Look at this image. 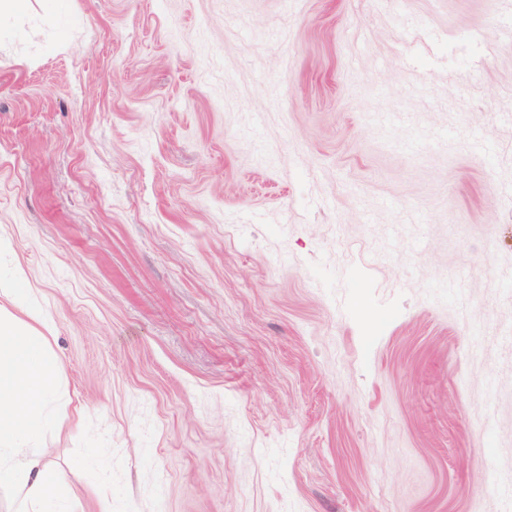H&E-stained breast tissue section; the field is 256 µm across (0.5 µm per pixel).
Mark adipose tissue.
<instances>
[{"label":"adipose tissue","mask_w":512,"mask_h":512,"mask_svg":"<svg viewBox=\"0 0 512 512\" xmlns=\"http://www.w3.org/2000/svg\"><path fill=\"white\" fill-rule=\"evenodd\" d=\"M13 309L0 307V493L12 512H69L55 491L65 480L43 455L44 429L58 426L52 408L61 364L46 349V339L18 314L29 311L27 292L10 289Z\"/></svg>","instance_id":"obj_1"}]
</instances>
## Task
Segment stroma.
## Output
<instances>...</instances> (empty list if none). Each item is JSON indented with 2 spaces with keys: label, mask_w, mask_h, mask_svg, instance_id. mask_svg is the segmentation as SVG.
Listing matches in <instances>:
<instances>
[{
  "label": "stroma",
  "mask_w": 512,
  "mask_h": 512,
  "mask_svg": "<svg viewBox=\"0 0 512 512\" xmlns=\"http://www.w3.org/2000/svg\"><path fill=\"white\" fill-rule=\"evenodd\" d=\"M507 113L512 0L1 14L0 283L74 512H512Z\"/></svg>",
  "instance_id": "stroma-1"
}]
</instances>
